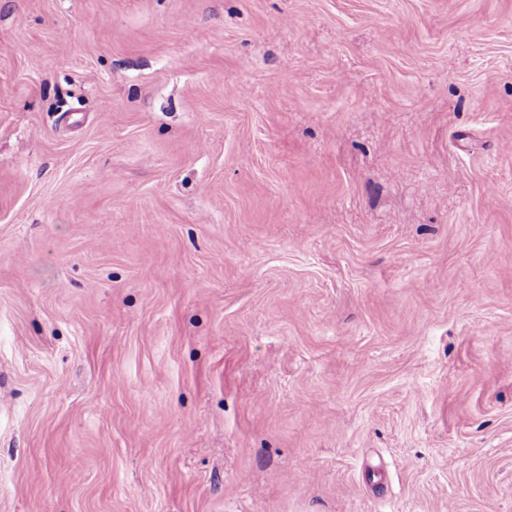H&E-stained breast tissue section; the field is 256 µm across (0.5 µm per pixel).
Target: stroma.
<instances>
[{
    "instance_id": "stroma-1",
    "label": "stroma",
    "mask_w": 512,
    "mask_h": 512,
    "mask_svg": "<svg viewBox=\"0 0 512 512\" xmlns=\"http://www.w3.org/2000/svg\"><path fill=\"white\" fill-rule=\"evenodd\" d=\"M512 512V0H0V512Z\"/></svg>"
}]
</instances>
